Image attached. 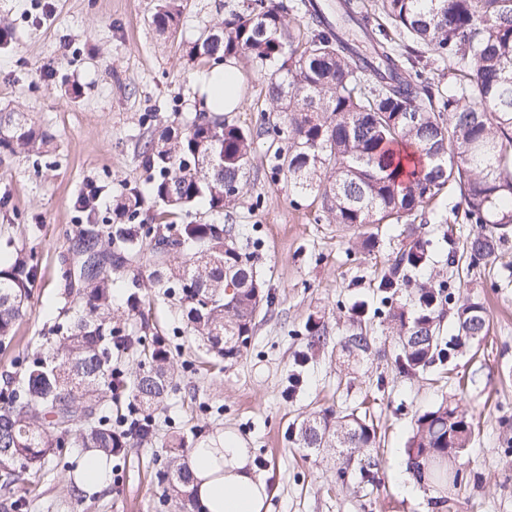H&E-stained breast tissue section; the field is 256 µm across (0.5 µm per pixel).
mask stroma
Here are the masks:
<instances>
[{
  "instance_id": "obj_1",
  "label": "stroma",
  "mask_w": 512,
  "mask_h": 512,
  "mask_svg": "<svg viewBox=\"0 0 512 512\" xmlns=\"http://www.w3.org/2000/svg\"><path fill=\"white\" fill-rule=\"evenodd\" d=\"M246 2L183 0L182 24L165 39L151 24L159 0H49L41 9L35 0H0V21L13 33L0 47V107L30 113L54 137L48 153L0 162V245L34 252L38 263L15 338L0 347V391L17 381L22 357L66 318L61 285L69 234L111 219L113 196L134 186L147 189L141 145L155 128L186 123L197 112L184 46ZM239 65L246 76L244 106L227 119L256 129L268 118L262 77L248 59ZM285 144L281 137L256 140L247 185L229 215L195 208L177 217L233 224L255 252L269 301L247 348L205 369L209 355L186 330L177 300L146 289L140 313L130 316L123 294H116L115 322L140 336L164 337L171 350L173 390L156 417L154 437L112 461L110 484L96 497L72 487L68 471L49 466L38 488L0 489V512H18L25 499L36 500L32 512H174L162 479L171 436L192 449L224 434L250 448L268 483V512H436L434 490L410 496L398 470L415 414L453 399L477 426L469 455L476 478L454 512H512V283L505 281L512 271L464 259L449 267V251H462L473 227L451 214L458 197L445 192L435 210L448 221L420 224L432 243L431 261L411 279L454 278L461 283L457 298L480 297L489 309L487 337L455 361L464 387L444 374H398L390 360L396 343L379 327L372 355L343 363L336 344L354 329L349 312L357 302L369 314L377 307L376 277L394 259L401 227H385L367 252L359 234L319 220V205L295 201L271 173L272 148ZM92 185L100 196L87 214L77 203ZM312 315L326 326L325 344L299 367L295 355L306 348L304 327ZM342 408L366 414L377 429L376 485L337 482L333 450L309 452L290 438L292 422Z\"/></svg>"
}]
</instances>
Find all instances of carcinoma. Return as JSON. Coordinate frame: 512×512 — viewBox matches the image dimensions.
Returning a JSON list of instances; mask_svg holds the SVG:
<instances>
[{
    "label": "carcinoma",
    "mask_w": 512,
    "mask_h": 512,
    "mask_svg": "<svg viewBox=\"0 0 512 512\" xmlns=\"http://www.w3.org/2000/svg\"><path fill=\"white\" fill-rule=\"evenodd\" d=\"M306 22L291 23L287 12ZM385 23H376L354 0H337L327 13L317 0H252L231 18L204 28L185 49V60L204 65L244 56L263 76L271 111L265 133L282 134L288 146L274 152L273 170L300 199L320 204L322 217L340 230L400 224L401 246L377 276L380 322L396 336L395 368L410 376L450 366L459 349L488 333L484 303L456 305L455 333L442 334L451 283L430 279L409 302L401 299L409 272L430 261V240L416 220L445 190L458 193L457 208L475 225L465 254L495 263L512 242V0H380ZM180 0H160L151 18L157 32L177 33ZM448 59V84L416 83L424 54ZM262 132L199 112L181 127L146 141L142 165L151 200L160 212L140 220L145 203L134 188L112 201V230L88 224L71 239L63 272L64 294L75 296L67 319L44 351L25 358L17 387L0 393V486H29L54 449L88 448L109 464L124 452L134 423L140 441L154 435L155 415L172 384L170 353L160 336L151 342L112 324L113 289H124L126 309L140 311L143 294L128 271L146 240L152 242L150 287L178 297L186 327L208 350L232 360L252 335L265 299L252 253L236 241L231 224H177L178 210L203 203L222 214L236 197L227 186L247 184L250 154ZM53 141L26 112L0 111V161L41 154ZM37 276L34 255L15 256L0 268V341L14 339L24 303ZM374 338L357 330L342 351L371 354ZM138 359L133 375L112 355ZM131 394L126 411L112 416V383ZM299 448H337L343 466L336 479L376 483V463L355 459L374 448L377 432L365 416L326 410L292 423ZM473 439L472 416L445 401L418 413L405 446L408 469L442 493L448 507L468 484L463 470ZM165 492L176 512H191L190 476L172 456Z\"/></svg>",
    "instance_id": "obj_1"
}]
</instances>
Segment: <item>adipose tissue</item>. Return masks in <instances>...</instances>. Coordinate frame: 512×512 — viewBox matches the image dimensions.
<instances>
[{"label": "adipose tissue", "instance_id": "obj_1", "mask_svg": "<svg viewBox=\"0 0 512 512\" xmlns=\"http://www.w3.org/2000/svg\"><path fill=\"white\" fill-rule=\"evenodd\" d=\"M191 80L202 111L228 113L242 107L243 73L236 59H227L219 67L201 68ZM187 468L192 476L190 488L203 512H266V480L238 437L227 435L217 445L192 449Z\"/></svg>", "mask_w": 512, "mask_h": 512}]
</instances>
